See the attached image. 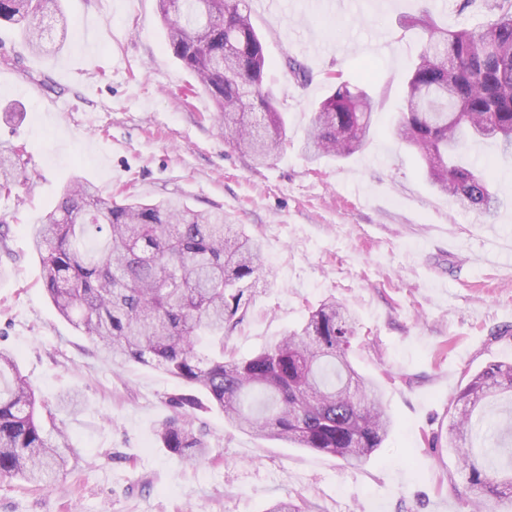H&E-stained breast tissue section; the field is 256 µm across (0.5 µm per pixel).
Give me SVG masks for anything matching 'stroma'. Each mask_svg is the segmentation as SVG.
Masks as SVG:
<instances>
[{
	"label": "stroma",
	"instance_id": "obj_1",
	"mask_svg": "<svg viewBox=\"0 0 512 512\" xmlns=\"http://www.w3.org/2000/svg\"><path fill=\"white\" fill-rule=\"evenodd\" d=\"M463 0H249L269 63L268 89L288 145L267 165L229 145L211 98L174 59L156 0H61L66 25L35 53L0 24V144H26L27 180L0 197V346L17 358L42 421L65 424L67 474L49 488L0 480V512H265L286 496L304 512H471L447 441L470 375L512 361V164L497 143L471 156L502 205L482 217L434 190L419 157L391 134L422 39L406 16L431 10L455 28L479 22ZM311 73L298 81L289 60ZM384 97L372 136L347 159L304 151L327 72ZM108 195L176 196L223 206L262 241L275 282H258L247 320L225 338L248 358L329 297L358 319L350 356L378 377L395 426L362 465L262 440L225 424L198 394L210 452L192 461L157 431L184 387L163 371L112 360L59 315L32 235L69 178ZM78 392V407L56 403Z\"/></svg>",
	"mask_w": 512,
	"mask_h": 512
}]
</instances>
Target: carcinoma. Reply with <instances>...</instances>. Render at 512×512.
<instances>
[{
  "mask_svg": "<svg viewBox=\"0 0 512 512\" xmlns=\"http://www.w3.org/2000/svg\"><path fill=\"white\" fill-rule=\"evenodd\" d=\"M483 21L450 29L433 13L408 20L424 48L410 70L392 133L422 158L441 193L491 217L499 206L471 143L496 138L512 154V0H465ZM169 47L215 105L224 139L266 163L285 145V119L265 90L268 63L247 0H158ZM14 25L36 52L49 23H65L59 0H0V22ZM333 92L314 113L306 144L315 161L351 156L369 139L382 106L363 89L329 75ZM23 145L0 147V195L23 183ZM101 234L86 248L90 229ZM53 305L112 358L150 364L205 392L227 424L262 437L363 463L392 429L379 382L349 359L355 315L322 301L298 330L250 358L224 352V335L248 317L253 288L274 278L262 245L217 210L172 199L105 197L78 177L32 238ZM512 402V362L475 374L459 395L448 447L459 451L472 502H512V440L496 430L507 470L485 467L469 442L486 440L487 408ZM175 416L157 433L162 447L188 460L209 452L194 426L192 397L171 400ZM63 427L47 430L35 392L14 356L0 347V479L48 487L67 468Z\"/></svg>",
  "mask_w": 512,
  "mask_h": 512,
  "instance_id": "cac0c4a2",
  "label": "carcinoma"
}]
</instances>
